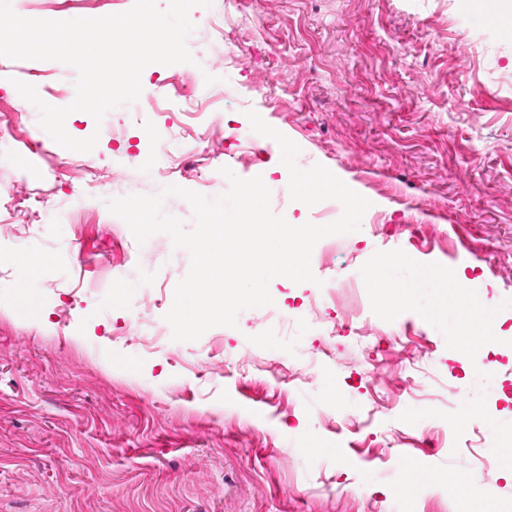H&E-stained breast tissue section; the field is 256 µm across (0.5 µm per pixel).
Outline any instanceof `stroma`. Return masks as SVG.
Masks as SVG:
<instances>
[{
    "mask_svg": "<svg viewBox=\"0 0 512 512\" xmlns=\"http://www.w3.org/2000/svg\"><path fill=\"white\" fill-rule=\"evenodd\" d=\"M10 4L70 20L133 0ZM190 19L193 63L147 66L157 109L111 110L112 136L88 153L57 144L13 85L64 107L77 70L0 57V113L13 121L0 185L30 173L54 206L0 237V512H448L465 500L429 480L451 468L512 512V39L460 0H211ZM251 110L299 146L300 169L325 166L370 206L359 230L315 245L314 281L272 279V304L176 341L164 316L189 254L164 233L138 243L107 199L173 185L217 197L227 167L262 177L289 223L326 225L340 206L291 200L280 147L252 131ZM28 256L41 261L32 277ZM392 256L406 263L391 287L413 297L383 315L366 271ZM428 267L491 304L504 342L469 360L449 347L464 325L454 304L431 317L443 290ZM314 300L423 348L417 387L390 383L375 408L359 379L390 347L350 332L311 385L230 361L316 348L333 326L303 318ZM143 322L163 343L116 342ZM456 385L473 390L470 407L449 403Z\"/></svg>",
    "mask_w": 512,
    "mask_h": 512,
    "instance_id": "35a3bbf8",
    "label": "stroma"
}]
</instances>
